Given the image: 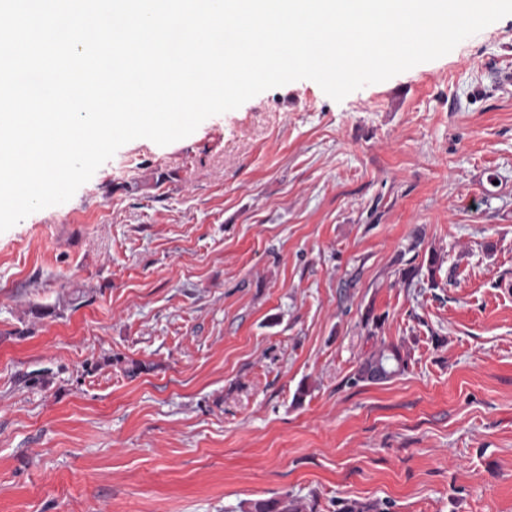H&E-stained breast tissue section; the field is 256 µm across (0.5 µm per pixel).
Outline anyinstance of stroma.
Returning a JSON list of instances; mask_svg holds the SVG:
<instances>
[{
	"label": "stroma",
	"instance_id": "35a3bbf8",
	"mask_svg": "<svg viewBox=\"0 0 512 512\" xmlns=\"http://www.w3.org/2000/svg\"><path fill=\"white\" fill-rule=\"evenodd\" d=\"M384 344L405 371L355 382ZM286 494L512 512V15L133 140L0 233V512Z\"/></svg>",
	"mask_w": 512,
	"mask_h": 512
}]
</instances>
